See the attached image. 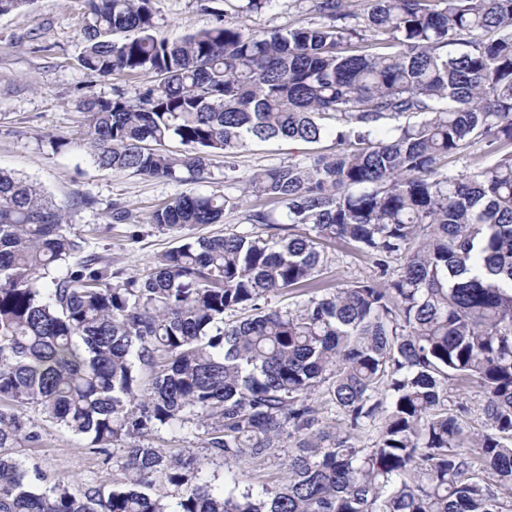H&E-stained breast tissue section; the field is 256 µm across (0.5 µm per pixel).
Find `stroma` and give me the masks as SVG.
Segmentation results:
<instances>
[{"label": "stroma", "instance_id": "stroma-1", "mask_svg": "<svg viewBox=\"0 0 512 512\" xmlns=\"http://www.w3.org/2000/svg\"><path fill=\"white\" fill-rule=\"evenodd\" d=\"M201 3L153 0L159 34L176 37L211 25L215 17L203 11ZM83 17V0H33L21 11L0 15V167L36 182L60 207H67L78 195L93 199L92 207L70 213L72 230L84 239L86 251L106 255L113 267L129 276L145 274L159 254L178 245L184 236L269 235V228L250 224L248 216L257 209L276 216L280 209L272 201L253 197L242 198L237 208L226 211L223 223L188 227L179 234L158 229L151 224L150 215L162 203L185 193H224L226 166H234L236 176L242 178L260 167L297 160L300 145L257 142L231 159L214 158L205 180L187 182L101 170L81 148L51 152L46 135L74 139L82 131L85 120L78 103L87 90L106 98L118 93L132 98L146 82L144 76L127 73L100 79L82 68ZM116 201L126 206L131 219L113 225V232L107 234L103 228L112 225L110 213ZM325 251L324 287L333 289L372 272L369 259L349 244L331 242ZM42 435L40 445L13 449V456L26 467L37 468L47 481L68 477L82 491L119 475L125 450L132 445L126 439L101 452L49 423ZM287 455V449L281 448L262 465L232 467L207 455L203 458L204 478L218 490L232 486L240 493L257 492L280 476Z\"/></svg>", "mask_w": 512, "mask_h": 512}]
</instances>
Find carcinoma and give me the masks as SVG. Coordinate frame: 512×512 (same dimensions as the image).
Instances as JSON below:
<instances>
[{
	"label": "carcinoma",
	"instance_id": "1",
	"mask_svg": "<svg viewBox=\"0 0 512 512\" xmlns=\"http://www.w3.org/2000/svg\"><path fill=\"white\" fill-rule=\"evenodd\" d=\"M223 2L169 38L151 0H84L81 66L149 84L87 91L81 146L102 169L198 181L255 142L331 138L239 187L309 231L183 239L125 278L82 254L39 185L0 169V512H170L147 493L158 481L184 488L175 512H512V0H309L318 21L271 30L225 17L281 0ZM474 143L490 162L448 173ZM236 205L181 194L150 223L218 224ZM331 241L373 274L260 305L318 287ZM467 383L484 395L476 434L448 399ZM30 406L96 449L193 423L226 463L288 455L275 486L216 493L194 452L135 444L121 479L77 493L6 454L42 441Z\"/></svg>",
	"mask_w": 512,
	"mask_h": 512
}]
</instances>
